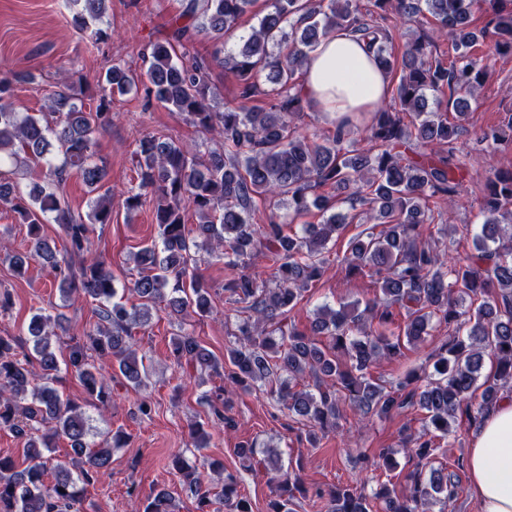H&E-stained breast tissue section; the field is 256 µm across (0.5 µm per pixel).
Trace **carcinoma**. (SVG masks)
Returning <instances> with one entry per match:
<instances>
[{
  "mask_svg": "<svg viewBox=\"0 0 512 512\" xmlns=\"http://www.w3.org/2000/svg\"><path fill=\"white\" fill-rule=\"evenodd\" d=\"M254 0H188L177 26L164 40L142 53L144 75L121 65L106 72L97 105L83 103L84 90L65 85L54 94L50 111L37 118L1 104L11 97L12 82L0 80V205L28 224L30 247L16 252L0 243V252L16 273L33 261L49 264L65 297L79 294L96 303V323L66 343L58 361L50 328L66 331L65 316L40 308L26 328L32 347L15 336H0V429L26 440L23 460L0 456V512H81L86 486L108 473L112 449L123 445L117 430L101 441L89 439L88 417L80 402L61 393L58 373L77 379L86 397L106 409L112 404L110 381L121 377L132 389L147 384L149 372L135 348L133 329L148 324L152 311L164 304L180 321L212 313L210 286L190 270L192 251L204 249L223 262L230 274L224 293L244 304L235 342L226 349L231 369L224 375L243 393L263 389L285 401L288 411L307 422V441L317 447L336 430L339 401L346 399L364 414L388 417L407 408L425 413L423 431L404 437L411 445L414 468L406 485L383 487L375 499L382 512H429L447 505L457 482L434 466L436 440L457 432L465 418L482 421L512 383V168H492L485 183L480 212L484 220L473 238L474 252L446 256L422 240V226L434 215L429 200L451 205L472 156L459 140L466 131L471 100L487 76L478 44L492 53H512V0H270V10L236 51H224V36L238 28ZM76 29L99 45L110 38L100 27L107 0H67ZM486 15L479 31L470 28L475 12ZM430 14L455 53L449 62L428 37H417L395 55L393 28L423 13ZM359 37L375 53L377 66L395 80L393 108L379 106L360 128L364 146H344L354 133L345 119L334 134L318 142L299 131L295 120L315 104L302 96L299 78L309 53L335 31ZM215 42L208 58L185 59L187 46L199 35ZM236 79V94L218 111L212 105L214 68ZM144 82L147 96L185 115L202 133L217 132L224 150L202 157L173 140L142 137L134 150L137 187L126 191L125 205L136 210L153 206L158 239L133 255L138 277L118 294L112 272L100 261L79 267L61 263L43 235L52 220L64 233L69 256L90 248L89 225L112 222V186L105 164L93 160L95 136L112 124V98ZM449 91L427 109V94ZM512 140V113L484 131L477 142ZM46 168L48 180L27 193L13 175L20 155ZM79 178L96 194L86 216L61 202L56 190ZM349 191L350 210H338L335 191ZM263 207L264 223L254 222ZM193 211L199 221L186 222ZM317 211L321 221L287 231L296 219ZM370 226L348 240L338 265L369 277L381 295L365 303L334 308L325 303L313 315L310 331L288 323V313L307 288L328 269L325 250L350 224ZM262 255L273 265L268 281L251 271ZM453 337L430 359L432 370L412 371L386 387L373 379L382 359L400 361L441 326ZM179 365L214 373L223 363L195 336L172 338ZM493 374L481 378L485 358ZM43 383L32 384L34 367ZM308 376L314 389L298 388ZM224 385L204 399L214 428H231L234 420ZM70 443L67 460L45 455L59 440ZM236 455L246 471L270 474L274 498L268 512H293L295 493H304L294 469L284 467L254 442L239 443ZM182 489L196 501V512H252L239 490V471L216 462L210 468L217 484L201 480L197 465L178 456L172 461ZM137 512H180L166 489L140 498L126 491ZM326 512H372L366 496L351 486L317 489Z\"/></svg>",
  "mask_w": 512,
  "mask_h": 512,
  "instance_id": "obj_1",
  "label": "carcinoma"
}]
</instances>
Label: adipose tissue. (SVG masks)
<instances>
[{"instance_id": "adipose-tissue-1", "label": "adipose tissue", "mask_w": 512, "mask_h": 512, "mask_svg": "<svg viewBox=\"0 0 512 512\" xmlns=\"http://www.w3.org/2000/svg\"><path fill=\"white\" fill-rule=\"evenodd\" d=\"M300 88L320 111L368 112L388 99L391 85L372 53L355 37L321 40L303 69ZM468 471L481 512H512V398H504L473 431Z\"/></svg>"}]
</instances>
